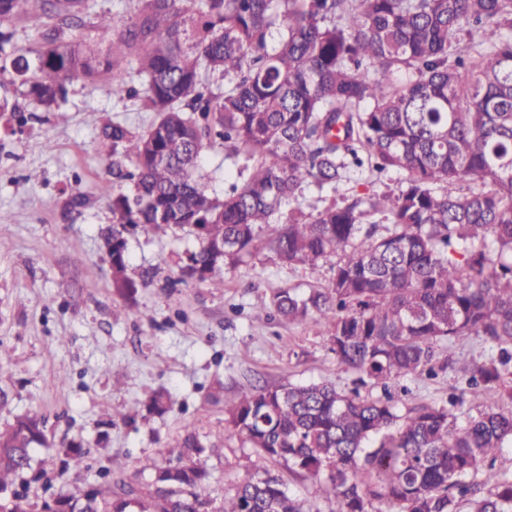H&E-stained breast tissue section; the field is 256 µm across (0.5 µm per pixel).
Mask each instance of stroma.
<instances>
[{
  "label": "stroma",
  "instance_id": "obj_1",
  "mask_svg": "<svg viewBox=\"0 0 512 512\" xmlns=\"http://www.w3.org/2000/svg\"><path fill=\"white\" fill-rule=\"evenodd\" d=\"M146 128L152 113L113 96L109 85L73 82L60 111L0 85V428L16 416L47 421V447L31 451V473L16 492L39 501L81 495L124 480L148 483L165 460L158 448L195 435L206 448L210 491L223 498L254 471H270L299 496L308 512H330L321 484L285 462L258 457L227 423L240 390L270 383L326 381L337 389L378 395V388L337 363L322 324L298 325L256 309L257 296L283 288L326 286L332 261L284 265L269 251L225 274L220 286L181 280L182 258L193 248L185 229L168 228L128 240V274L139 284L136 303L121 305L102 233L112 208L98 195L109 179L112 144L104 119ZM406 175H353L336 202L372 192H398ZM89 203L70 210L72 194ZM453 368L430 378H405L407 406L445 400L463 385L464 370L485 347L473 336L440 343ZM69 379L58 383L59 370ZM165 393L169 410L149 413ZM82 443L84 467L60 473L58 449Z\"/></svg>",
  "mask_w": 512,
  "mask_h": 512
}]
</instances>
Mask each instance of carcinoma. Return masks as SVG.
<instances>
[{"instance_id": "cac0c4a2", "label": "carcinoma", "mask_w": 512, "mask_h": 512, "mask_svg": "<svg viewBox=\"0 0 512 512\" xmlns=\"http://www.w3.org/2000/svg\"><path fill=\"white\" fill-rule=\"evenodd\" d=\"M27 21L28 44L13 23ZM135 73L137 88L126 76ZM404 74L407 79L396 81ZM57 112L77 80L154 113L144 129L105 122L112 206L103 237L112 288L135 303L128 237L170 227L198 242L181 275L208 281L265 247L283 264L336 259L323 288L256 298L296 324L328 327L336 361L381 390L325 382L240 392L228 421L261 456L324 479L334 512H512V477L482 469L512 445V0H135L128 23L92 0H0V77ZM224 146L250 174L219 196L201 160ZM128 159L134 166L123 165ZM407 174L399 193L355 196L306 214L314 186L336 192L351 171ZM384 217L381 227L369 218ZM477 336L487 355L466 370L479 401L464 423L446 404L397 413L414 374L435 375L437 347ZM47 444L45 421L0 431V495ZM205 446L189 434L134 487H92L36 505L16 492L0 512H307L268 471L217 507ZM62 471L79 468L81 446ZM374 472L380 483L366 481Z\"/></svg>"}]
</instances>
